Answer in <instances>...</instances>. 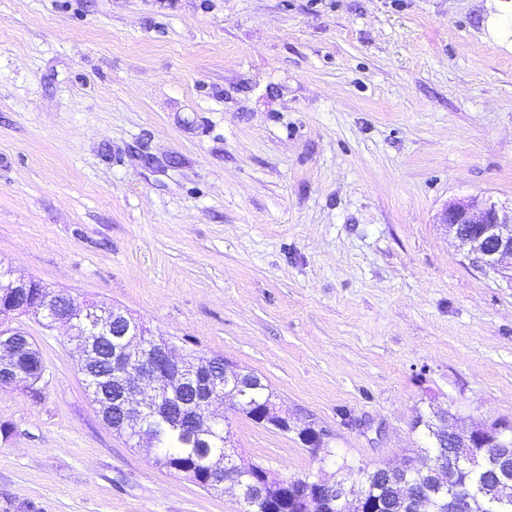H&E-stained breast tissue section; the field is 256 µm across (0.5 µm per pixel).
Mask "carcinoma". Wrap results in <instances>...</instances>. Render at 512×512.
<instances>
[{
  "label": "carcinoma",
  "instance_id": "1",
  "mask_svg": "<svg viewBox=\"0 0 512 512\" xmlns=\"http://www.w3.org/2000/svg\"><path fill=\"white\" fill-rule=\"evenodd\" d=\"M116 344L117 338L112 335L100 337L98 356L93 366L88 368V376L84 378L87 386L113 388L115 368L112 365V351ZM15 365L37 378L40 377L44 363L33 341L22 342L16 354ZM224 398L237 403L240 411L258 425L260 414L278 400V395L262 377L246 370L240 381H235L224 388ZM445 416L446 413L435 410L417 416L414 427L421 430L427 446L418 453L414 464L399 474L395 481L396 494L422 500L425 512H448L449 496L473 490L478 481V475L469 469L458 472L451 488L430 475V472L447 464V458L443 453L445 437L442 431ZM144 424L152 433L156 446L155 464L198 486L206 479L204 472L208 460L214 455L226 453L233 447L230 430L224 429V425L220 423L213 426L209 433L199 435L188 429H173L159 415L147 410L144 413ZM379 472L378 468L371 471L359 469V473L362 474V494L372 506L385 500L391 493L389 487L380 483ZM203 489L211 491L208 484L203 486ZM237 489L239 497L247 504L245 512H267L266 501L254 498V488L249 478H241Z\"/></svg>",
  "mask_w": 512,
  "mask_h": 512
}]
</instances>
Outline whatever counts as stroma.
<instances>
[{"instance_id": "1", "label": "stroma", "mask_w": 512, "mask_h": 512, "mask_svg": "<svg viewBox=\"0 0 512 512\" xmlns=\"http://www.w3.org/2000/svg\"><path fill=\"white\" fill-rule=\"evenodd\" d=\"M497 0H0V262L261 375L294 428L217 407L283 480L404 466L419 413L512 422V283L439 217L512 204ZM0 512H242L109 428L68 324L12 318ZM314 425L325 450L298 431Z\"/></svg>"}]
</instances>
